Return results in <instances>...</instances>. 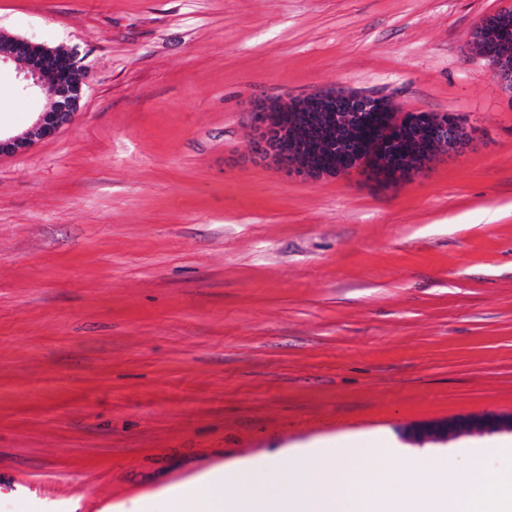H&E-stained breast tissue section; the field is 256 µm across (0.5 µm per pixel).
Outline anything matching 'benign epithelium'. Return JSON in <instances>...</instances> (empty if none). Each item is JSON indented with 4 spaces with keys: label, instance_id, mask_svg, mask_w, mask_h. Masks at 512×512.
<instances>
[{
    "label": "benign epithelium",
    "instance_id": "benign-epithelium-1",
    "mask_svg": "<svg viewBox=\"0 0 512 512\" xmlns=\"http://www.w3.org/2000/svg\"><path fill=\"white\" fill-rule=\"evenodd\" d=\"M472 42L491 68L493 79L512 92V10L485 17L472 31ZM15 62L23 89L52 100L23 136L0 138V156L27 149L56 135L74 117L89 72L75 49L64 50L7 38L0 63ZM262 132L257 150L308 177L341 176L363 170L375 181L409 180L439 152H457L469 140L468 121L438 112H398L380 96L345 89L262 105L251 112ZM512 432L509 415L464 416L414 425L404 431L411 442L448 441L462 435Z\"/></svg>",
    "mask_w": 512,
    "mask_h": 512
}]
</instances>
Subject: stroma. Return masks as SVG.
Masks as SVG:
<instances>
[{
	"mask_svg": "<svg viewBox=\"0 0 512 512\" xmlns=\"http://www.w3.org/2000/svg\"><path fill=\"white\" fill-rule=\"evenodd\" d=\"M512 0H0L78 48L73 121L0 157V512H122L213 467L512 412ZM0 65V134L50 99ZM339 87L469 118L379 185L256 154L254 104ZM512 10L485 17L472 31V42L491 68L493 79L512 93Z\"/></svg>",
	"mask_w": 512,
	"mask_h": 512,
	"instance_id": "stroma-1",
	"label": "stroma"
}]
</instances>
